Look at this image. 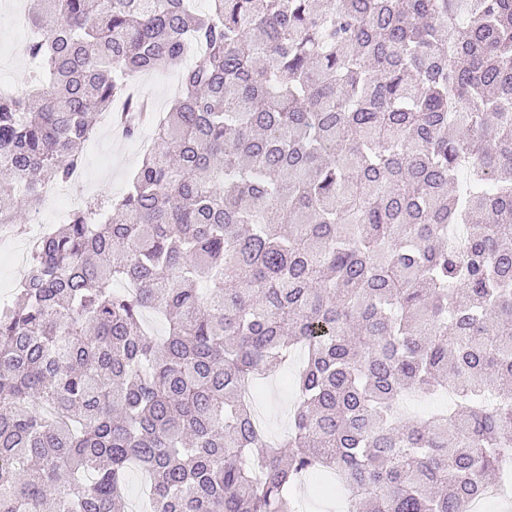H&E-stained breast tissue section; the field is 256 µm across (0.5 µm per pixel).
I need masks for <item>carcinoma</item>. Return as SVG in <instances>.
Instances as JSON below:
<instances>
[{"label":"carcinoma","instance_id":"carcinoma-1","mask_svg":"<svg viewBox=\"0 0 512 512\" xmlns=\"http://www.w3.org/2000/svg\"><path fill=\"white\" fill-rule=\"evenodd\" d=\"M29 2L0 224L202 54L126 191L0 304V512H122L132 464L151 512H298L328 471L349 512H467L512 460V0ZM296 349L274 444L243 390ZM407 391L455 403L420 423ZM192 62L193 59L188 55L181 66L163 71H155L153 72L154 79L139 87L138 96L141 99L147 101L162 100L164 102L163 111L159 112L161 120L166 116V112L169 111L173 99V95L166 96L167 90L175 84H180L181 69Z\"/></svg>","mask_w":512,"mask_h":512}]
</instances>
